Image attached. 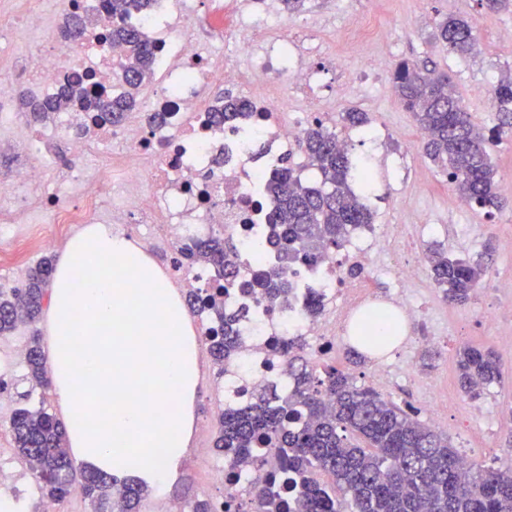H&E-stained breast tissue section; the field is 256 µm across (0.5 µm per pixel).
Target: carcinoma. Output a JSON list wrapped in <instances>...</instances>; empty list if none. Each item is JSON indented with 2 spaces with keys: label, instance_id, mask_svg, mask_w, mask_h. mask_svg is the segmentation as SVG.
I'll list each match as a JSON object with an SVG mask.
<instances>
[{
  "label": "carcinoma",
  "instance_id": "1",
  "mask_svg": "<svg viewBox=\"0 0 512 512\" xmlns=\"http://www.w3.org/2000/svg\"><path fill=\"white\" fill-rule=\"evenodd\" d=\"M149 3L109 0L116 19L112 48L129 60L121 75L127 90L112 100L98 98L95 104L114 124L134 110L139 89L153 76L148 37L126 23L131 10ZM437 31L449 53L460 58L477 53L468 20L448 16L437 24ZM391 90L425 131L423 149L446 171L457 195L471 207L504 208L509 198L499 190L491 152L500 136L512 129V73L493 86L497 125L488 130L473 122L448 74L426 64H401ZM74 97L67 88L46 101L31 99L27 105L31 114L46 118L66 108ZM249 110L248 100L226 95L217 99L214 117L232 123ZM301 150L322 175L321 183L304 184L288 164L270 179L275 206L269 226L276 262L248 284V291L272 305L288 304L292 288L284 273L289 266L319 265L342 247L347 228L374 223L373 212L353 188L354 176L366 177L367 169L355 168L349 153L338 147L336 132L315 122L306 130ZM231 251L230 242L214 236L191 241L183 254L192 261L210 262L220 277L232 280L236 271L228 259ZM426 260L444 298L452 303L467 301L487 270L480 259H451L438 250ZM52 272V259L45 257L28 269L24 287L13 289L9 296L0 292L1 336L21 322L39 318ZM187 302L192 312L205 314L212 322L208 352L220 374L227 373L243 340L232 329L240 316L224 312V287L189 294ZM380 328L392 333L396 321L384 318L373 329L361 325L354 340L367 352L380 350L390 340L378 334ZM304 346L301 337L274 342V352L288 360L287 382L262 386L254 390L248 407L231 402L218 416L213 447L224 466L247 463L254 449H263L260 463L269 472L264 483L250 490L255 512H512V465L485 469L465 464L448 438L393 401L357 385L352 374L309 361L299 354ZM26 362L31 388L44 386L48 367L39 339H32ZM457 367L460 388L472 397L502 379L494 353L477 346L463 347ZM10 428L15 448L29 464L44 498L56 502L69 494L75 468L63 423L43 408H19L10 418ZM320 472L332 477L334 486L349 497L347 502L337 500L336 492L317 479ZM115 484L106 474L80 471L84 498L98 505L110 502L113 512H138L148 488L123 483L115 493Z\"/></svg>",
  "mask_w": 512,
  "mask_h": 512
}]
</instances>
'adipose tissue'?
Masks as SVG:
<instances>
[{"label":"adipose tissue","instance_id":"1","mask_svg":"<svg viewBox=\"0 0 512 512\" xmlns=\"http://www.w3.org/2000/svg\"><path fill=\"white\" fill-rule=\"evenodd\" d=\"M49 332L76 463L165 485L194 431L200 348L162 269L110 226H89L54 266Z\"/></svg>","mask_w":512,"mask_h":512}]
</instances>
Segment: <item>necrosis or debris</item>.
Segmentation results:
<instances>
[{"label": "necrosis or debris", "instance_id": "4bbe7bcc", "mask_svg": "<svg viewBox=\"0 0 512 512\" xmlns=\"http://www.w3.org/2000/svg\"><path fill=\"white\" fill-rule=\"evenodd\" d=\"M89 11L94 21L78 39L52 36L43 56L0 73V127L17 120L13 105L24 93L44 99L68 84L93 98L120 92L111 12L99 0H64L63 16ZM136 22L151 30L161 71L145 91L144 114L115 125L77 101L55 113L51 125L27 123L26 140L13 144L23 159L0 184V240L11 246L0 253V266L10 281L23 277V251L34 245L53 250L63 234L85 224L108 222L144 252L165 250L175 288L186 294L223 286L225 309L243 312L238 332L248 349L233 377L242 404L254 384L283 376L285 360L271 350L273 340L304 337L314 357L340 341L367 298L363 280L349 274L352 267L388 279V300L416 323L413 287L422 259L406 253L404 224L355 229L343 251L320 266L290 268L288 306L269 307L244 288L258 270L250 244L266 232L271 212L265 181L299 153L312 123L332 117V106L317 93L321 73L309 63L321 47L300 37L309 19L287 27L266 8L221 20L222 54L192 45L199 17L191 0H153ZM216 85L237 88L251 116L213 123L209 90ZM45 215L56 232L18 235L19 227ZM214 235L234 246L237 276L226 286L214 267L187 263L181 254L187 240ZM312 293L328 306L314 319L303 310Z\"/></svg>", "mask_w": 512, "mask_h": 512}]
</instances>
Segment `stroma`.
<instances>
[{
	"instance_id": "stroma-1",
	"label": "stroma",
	"mask_w": 512,
	"mask_h": 512,
	"mask_svg": "<svg viewBox=\"0 0 512 512\" xmlns=\"http://www.w3.org/2000/svg\"><path fill=\"white\" fill-rule=\"evenodd\" d=\"M421 11L430 14L434 22L448 15L467 17L478 38V54L466 59L450 55L447 45L437 38L434 23L417 26L415 18ZM303 14L310 17L312 35L324 49L323 56L315 61L324 70L322 97L334 101L337 112L355 108L366 112L370 123L404 132L409 145L407 156L400 159L392 149H378L359 137L352 144V155L363 158L371 170L368 204L375 223L409 225L412 245L418 252L440 247L449 256L471 259L488 253L492 256L489 272H512V255L498 248L500 238L512 235V205L491 214L458 209L446 174L422 151L419 125L390 91L392 75L400 63L437 67L452 75L474 122L487 124L489 81L495 74L512 70V56L503 55L496 40L500 30L512 29V11H489L483 0H307ZM358 17L379 22L389 38L388 48L375 44L366 50L353 44L350 28ZM43 40V33L0 25V65L19 63ZM460 224L469 226V236L457 235ZM415 301L423 316L435 325L433 345L412 346L403 340L353 364L349 352L355 343L348 337L336 346L337 368L353 374L358 385L376 388L424 423L429 420L424 410L427 401L453 398V408L442 414L439 432L448 436L458 451L477 448L482 465L512 464V356L499 351L497 329L479 323L482 309L497 305L499 296L483 281L467 303L451 304L443 300L426 273L415 288ZM466 344L496 351L503 374L500 384L484 390L477 399L467 396L458 384L456 355ZM385 361L412 362L413 377H395L375 385L372 372L376 364ZM26 372L25 364L15 366L14 396L0 406V449L5 452L8 468L21 474L29 485L28 512H39L41 493L35 478L13 442L4 440L3 435L20 406H41L55 415L61 409L53 389L30 388ZM221 464L212 441L191 446L174 478L160 492L148 493L147 498L165 500L174 512H190L200 499H222L225 485L215 478Z\"/></svg>"
}]
</instances>
